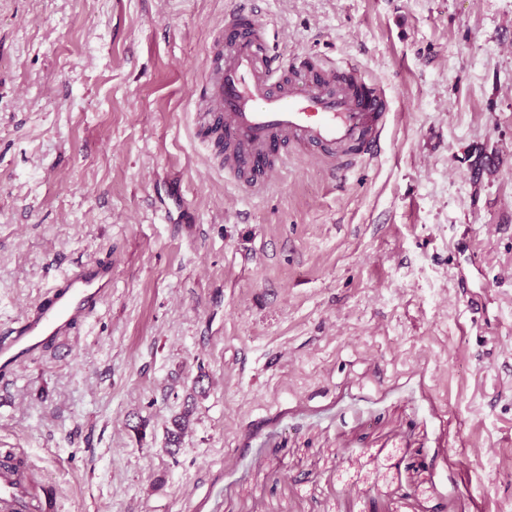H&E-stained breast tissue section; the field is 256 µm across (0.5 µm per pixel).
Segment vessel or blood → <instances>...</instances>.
<instances>
[{"label": "vessel or blood", "instance_id": "obj_1", "mask_svg": "<svg viewBox=\"0 0 512 512\" xmlns=\"http://www.w3.org/2000/svg\"><path fill=\"white\" fill-rule=\"evenodd\" d=\"M224 56L203 85L208 116L224 138V173L242 192L263 193L294 149L332 171L373 156L390 97L355 64L311 65L274 51L262 16H224ZM112 269L94 262L69 268L48 297L0 334V372L14 370L49 343L70 335L107 295ZM21 474L0 467V512H49Z\"/></svg>", "mask_w": 512, "mask_h": 512}]
</instances>
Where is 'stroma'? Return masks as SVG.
<instances>
[{"label": "stroma", "mask_w": 512, "mask_h": 512, "mask_svg": "<svg viewBox=\"0 0 512 512\" xmlns=\"http://www.w3.org/2000/svg\"><path fill=\"white\" fill-rule=\"evenodd\" d=\"M253 5L386 89L372 159L234 190L200 98L233 0H0V329L112 264L0 374V455L53 512H512V0ZM52 288L31 313L2 334L0 372L14 370L47 344L69 336L112 288V265H74ZM192 416V408H185L183 412L177 414L171 420V427L166 431V443L168 451L174 455L179 447L184 434L186 433Z\"/></svg>", "instance_id": "35a3bbf8"}]
</instances>
